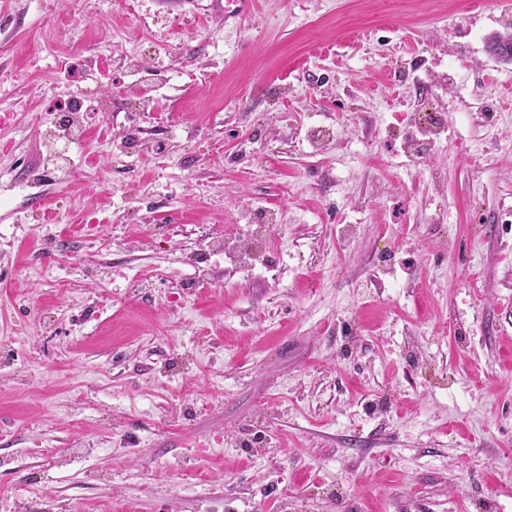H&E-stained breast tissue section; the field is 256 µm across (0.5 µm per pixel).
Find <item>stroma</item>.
Segmentation results:
<instances>
[{
	"label": "stroma",
	"mask_w": 512,
	"mask_h": 512,
	"mask_svg": "<svg viewBox=\"0 0 512 512\" xmlns=\"http://www.w3.org/2000/svg\"><path fill=\"white\" fill-rule=\"evenodd\" d=\"M211 2L0 0V512H512V11ZM102 111V106L98 101L87 98L80 94H74L67 98L63 104V112L55 124L51 127L49 137L54 141L58 139H67L75 141L81 134L82 112Z\"/></svg>",
	"instance_id": "stroma-1"
}]
</instances>
